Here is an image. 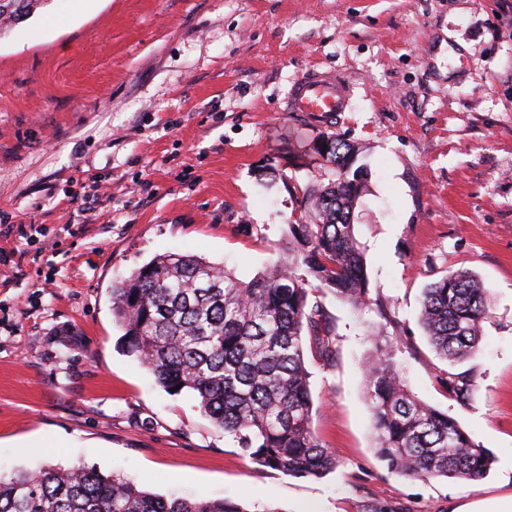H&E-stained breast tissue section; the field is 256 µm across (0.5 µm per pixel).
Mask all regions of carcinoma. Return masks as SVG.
<instances>
[{"label": "carcinoma", "mask_w": 512, "mask_h": 512, "mask_svg": "<svg viewBox=\"0 0 512 512\" xmlns=\"http://www.w3.org/2000/svg\"><path fill=\"white\" fill-rule=\"evenodd\" d=\"M310 150L327 180L308 181L301 207L311 221L288 225L283 256L249 281L193 254H162L112 286V315L127 352L166 391L177 388L259 465L297 478L339 463L311 429L313 402L305 340L330 356L331 329L308 286L355 309L371 303L352 216L361 193L357 151L334 134ZM487 291L468 271L424 289L419 322L449 366L468 361L483 338ZM400 349L377 327L365 367L374 448L388 470L417 479L478 480L490 453L453 417L418 399L400 372ZM444 387L471 401L470 370L446 373ZM0 512H245L228 500L154 495L114 474L75 465L0 474Z\"/></svg>", "instance_id": "1"}]
</instances>
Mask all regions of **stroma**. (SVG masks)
Masks as SVG:
<instances>
[{
    "instance_id": "stroma-1",
    "label": "stroma",
    "mask_w": 512,
    "mask_h": 512,
    "mask_svg": "<svg viewBox=\"0 0 512 512\" xmlns=\"http://www.w3.org/2000/svg\"><path fill=\"white\" fill-rule=\"evenodd\" d=\"M343 73L346 112L282 101ZM335 133L367 173L354 211L372 305L311 291L335 362L305 353L321 479L259 466L123 347L112 285L192 253L247 281L278 258ZM0 473L75 464L246 512H448L512 492V0H37L0 27ZM467 270L491 293L463 403L418 321L424 288ZM416 396L495 457L476 481L409 479L377 456L363 365L373 327ZM352 96V84L343 74L311 70L298 77L283 104L287 112H301L315 122L333 123L346 112Z\"/></svg>"
}]
</instances>
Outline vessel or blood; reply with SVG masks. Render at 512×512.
Returning a JSON list of instances; mask_svg holds the SVG:
<instances>
[{
	"mask_svg": "<svg viewBox=\"0 0 512 512\" xmlns=\"http://www.w3.org/2000/svg\"><path fill=\"white\" fill-rule=\"evenodd\" d=\"M352 96V84L343 74L311 70L294 82L284 109L320 123H330L347 110Z\"/></svg>",
	"mask_w": 512,
	"mask_h": 512,
	"instance_id": "b4317fda",
	"label": "vessel or blood"
}]
</instances>
